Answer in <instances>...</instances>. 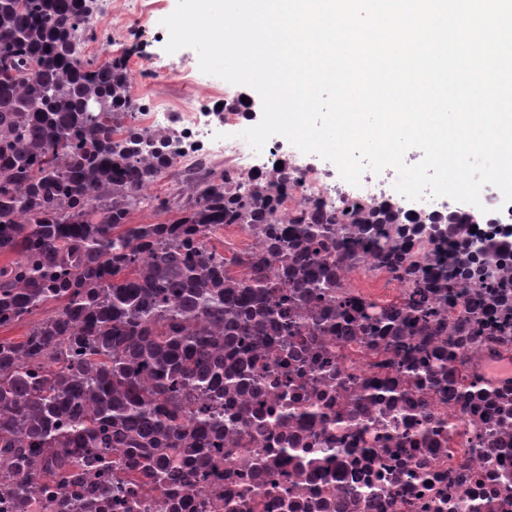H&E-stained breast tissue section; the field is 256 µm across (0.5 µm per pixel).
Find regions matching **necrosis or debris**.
Wrapping results in <instances>:
<instances>
[{
  "instance_id": "obj_1",
  "label": "necrosis or debris",
  "mask_w": 512,
  "mask_h": 512,
  "mask_svg": "<svg viewBox=\"0 0 512 512\" xmlns=\"http://www.w3.org/2000/svg\"><path fill=\"white\" fill-rule=\"evenodd\" d=\"M151 8L150 0H124L112 20L91 19L95 46L124 49L126 18ZM219 107L217 137L200 116ZM135 123L164 136L178 164L205 158L241 190L267 174L285 176V212L302 204L333 214L384 204L395 229L442 224L456 212L475 226L476 238L512 235V203L493 186L482 189L480 206L452 208L440 197L406 199L394 189L392 168L380 177L365 172L355 186L331 162L281 141L254 150L242 137L247 110L217 91L151 98ZM374 263L358 253L338 276L356 304L377 312L395 307L385 333L336 318L332 296L289 311L295 321L318 320L319 330L257 351L259 383L224 395V412L238 416L239 425L220 447L196 449L157 495L141 475L106 499L86 476L77 488L85 512H459L468 503L472 512H512V487L503 483L512 477V343L475 345L459 327L466 313L483 312L474 280L443 315L456 325L455 335L436 325L409 330L405 305L390 301L407 295V283ZM465 374L473 384L461 400L454 388ZM14 485L13 473L0 468V512H58L57 493L42 486L18 510Z\"/></svg>"
}]
</instances>
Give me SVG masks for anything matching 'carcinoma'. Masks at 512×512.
Returning <instances> with one entry per match:
<instances>
[{
	"mask_svg": "<svg viewBox=\"0 0 512 512\" xmlns=\"http://www.w3.org/2000/svg\"><path fill=\"white\" fill-rule=\"evenodd\" d=\"M98 10L97 0H0V327L55 304L24 341L0 338V460L26 492L65 487L89 448L132 479L112 465L115 432L132 448L205 441L221 420L187 398L242 381L254 345L280 334L279 315L342 287L336 268L356 249L378 251L411 285L414 326L457 303L486 250L465 241L450 271L448 233L416 226L441 257L421 273L406 260V230L382 228L384 206L349 216L351 241L340 218L303 206L285 220L274 196L234 193L203 159L171 173L167 192L141 193L173 158L152 131L128 125V61L140 43L106 60L85 53L83 25ZM141 207L165 221L129 223ZM222 224H243L268 247L237 259L245 276L208 245ZM479 288L490 313L472 338L492 327L512 341V294L490 273ZM336 317L379 326L389 313L343 297ZM226 347L237 366L224 364ZM133 463L161 488L160 460L141 453Z\"/></svg>",
	"mask_w": 512,
	"mask_h": 512,
	"instance_id": "carcinoma-1",
	"label": "carcinoma"
}]
</instances>
